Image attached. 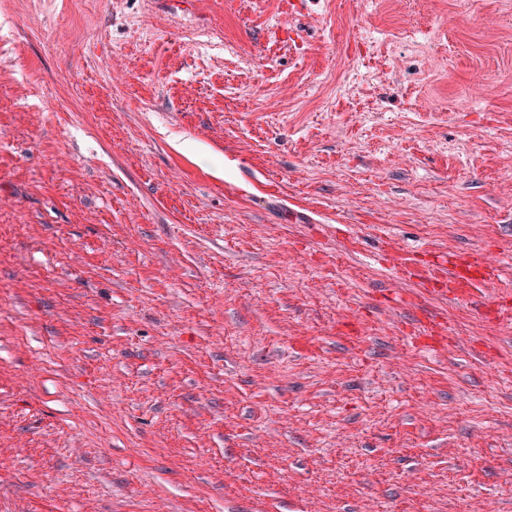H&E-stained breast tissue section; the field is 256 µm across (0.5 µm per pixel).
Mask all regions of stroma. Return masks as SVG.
<instances>
[{"mask_svg": "<svg viewBox=\"0 0 512 512\" xmlns=\"http://www.w3.org/2000/svg\"><path fill=\"white\" fill-rule=\"evenodd\" d=\"M0 17V512L512 502V0ZM364 26L373 124L325 85ZM446 259H443L439 266L432 269L431 278L442 279L447 283L449 296L467 297L471 304L484 305L486 304L487 298L482 293L484 288V279L479 280L471 276L470 268L473 267L472 263H457L448 259V265Z\"/></svg>", "mask_w": 512, "mask_h": 512, "instance_id": "obj_1", "label": "stroma"}]
</instances>
